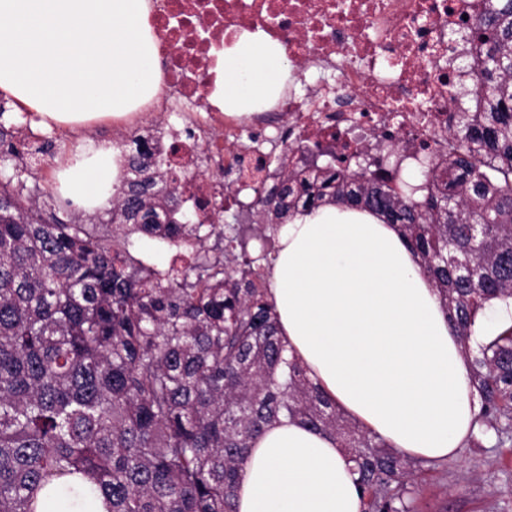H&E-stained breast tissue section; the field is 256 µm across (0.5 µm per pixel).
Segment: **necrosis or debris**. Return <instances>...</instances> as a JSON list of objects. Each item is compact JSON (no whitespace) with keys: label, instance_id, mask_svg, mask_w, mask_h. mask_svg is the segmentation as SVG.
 Returning <instances> with one entry per match:
<instances>
[{"label":"necrosis or debris","instance_id":"necrosis-or-debris-1","mask_svg":"<svg viewBox=\"0 0 512 512\" xmlns=\"http://www.w3.org/2000/svg\"><path fill=\"white\" fill-rule=\"evenodd\" d=\"M479 0H151L164 95L198 133L153 138L155 157L184 174L181 198L197 223H217L225 200L260 186L256 165L298 168L306 148L440 164L465 78L448 36ZM261 31L285 47L292 80L276 103L239 117L211 101L216 67L234 36ZM217 173L200 172V152Z\"/></svg>","mask_w":512,"mask_h":512}]
</instances>
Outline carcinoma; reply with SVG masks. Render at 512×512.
<instances>
[{
  "instance_id": "cac0c4a2",
  "label": "carcinoma",
  "mask_w": 512,
  "mask_h": 512,
  "mask_svg": "<svg viewBox=\"0 0 512 512\" xmlns=\"http://www.w3.org/2000/svg\"><path fill=\"white\" fill-rule=\"evenodd\" d=\"M452 34L481 79L450 96L448 164L400 193L333 154L254 190L261 219L241 232L204 235L140 139L97 224L62 197L41 211L0 151V512H236L251 443L282 416L336 436L363 512H410L421 461L339 413L288 357L268 253L249 245L311 208L371 211L398 226L471 354L477 316L512 298V0H482ZM134 234L192 262L160 270L129 250ZM472 364L478 428L512 445V323Z\"/></svg>"
}]
</instances>
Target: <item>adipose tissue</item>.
<instances>
[{
	"label": "adipose tissue",
	"mask_w": 512,
	"mask_h": 512,
	"mask_svg": "<svg viewBox=\"0 0 512 512\" xmlns=\"http://www.w3.org/2000/svg\"><path fill=\"white\" fill-rule=\"evenodd\" d=\"M287 73L280 43L241 34L212 99L244 115L274 102ZM161 78L149 0H0V92L42 127L126 118ZM120 173L102 147L68 162L62 189L95 208ZM269 280L280 336L341 412L407 456L457 457L477 429L470 362L396 225L333 204L296 215ZM357 479L333 434L284 418L254 442L236 512H361Z\"/></svg>",
	"instance_id": "adipose-tissue-1"
}]
</instances>
